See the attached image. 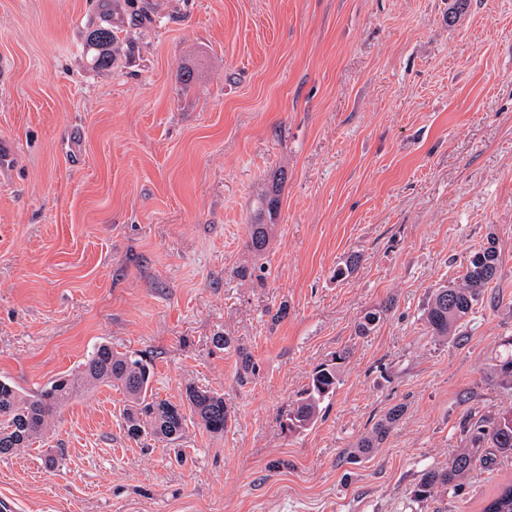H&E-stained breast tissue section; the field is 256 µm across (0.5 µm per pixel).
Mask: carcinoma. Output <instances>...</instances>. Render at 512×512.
Masks as SVG:
<instances>
[{
    "instance_id": "1",
    "label": "carcinoma",
    "mask_w": 512,
    "mask_h": 512,
    "mask_svg": "<svg viewBox=\"0 0 512 512\" xmlns=\"http://www.w3.org/2000/svg\"><path fill=\"white\" fill-rule=\"evenodd\" d=\"M91 42L101 49L95 63L100 67L112 66V45L117 42V35L108 21L93 30ZM275 213L276 199L263 196L248 229V248L258 257L264 256L268 249L274 230L269 220ZM497 266V251L491 243L469 257L461 282L432 290L423 311L431 335L446 340L455 334L461 321L469 316L485 288L495 279ZM344 359L346 352L342 351L313 370L306 387L288 411L286 427L289 431L301 433L317 422L324 403L334 396L340 384L336 361ZM152 378V366L141 356L134 352H117L112 346L100 343L78 370L49 383L36 394L24 395L12 382L1 379L0 455L28 447L40 438L58 409L87 386L95 384L116 386L123 391L127 397L126 432L133 439L150 436L173 442L181 437L189 417L198 420L211 433L224 432L228 414L222 395L189 385L181 403L158 401L149 394ZM400 414L401 409L394 408L377 421L370 435L346 452L345 461L353 463L378 447ZM467 439L468 447L452 456L448 466L420 475L413 490L415 499L424 500L457 489L459 480L479 463L490 465L499 456L512 458V411L471 424ZM483 512H512V484L502 486Z\"/></svg>"
}]
</instances>
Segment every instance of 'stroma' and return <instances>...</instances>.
Returning a JSON list of instances; mask_svg holds the SVG:
<instances>
[{"instance_id": "35a3bbf8", "label": "stroma", "mask_w": 512, "mask_h": 512, "mask_svg": "<svg viewBox=\"0 0 512 512\" xmlns=\"http://www.w3.org/2000/svg\"><path fill=\"white\" fill-rule=\"evenodd\" d=\"M105 17L119 42L99 68L86 40ZM2 56L0 379L36 393L103 341L152 359L159 399L192 384L229 415L220 434L194 420L135 441L124 394L93 387L0 455L14 512H481L512 481L506 458L413 497L465 426L512 411L495 373L512 350V0H0ZM269 192L259 283L247 226ZM491 243L461 339L431 336L432 290ZM341 351L335 396L288 431ZM346 354L342 351L313 370L306 387L288 411L286 427L289 431L301 433L317 422L324 403L334 396L340 384L336 360H345ZM400 414V408H393L384 418L377 421L370 435L360 440L355 446L356 448H351V450L346 452L344 457L345 461L353 463L357 461L359 457L369 454L373 448H377L378 445L383 442L391 425L399 418Z\"/></svg>"}]
</instances>
